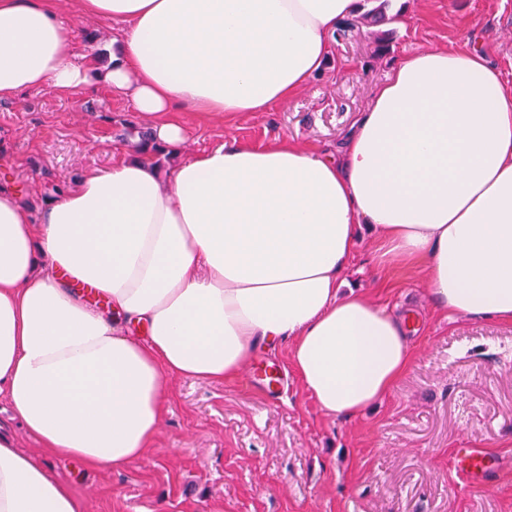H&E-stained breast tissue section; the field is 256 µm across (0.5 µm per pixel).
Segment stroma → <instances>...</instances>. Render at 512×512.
I'll return each mask as SVG.
<instances>
[{
  "mask_svg": "<svg viewBox=\"0 0 512 512\" xmlns=\"http://www.w3.org/2000/svg\"><path fill=\"white\" fill-rule=\"evenodd\" d=\"M388 12L393 20L382 25L341 21L325 68L294 99L192 126L186 151L283 136L335 149L391 65L420 50L481 42L512 82V0H391ZM64 20L88 61L105 65L115 23L70 12ZM141 124L106 89L63 95L45 85L0 101V181L19 188L40 217L58 186L108 168L116 150L135 151L129 132ZM360 238L345 273L351 287L420 321L413 359L391 391L361 415L328 417L284 345L256 356L283 372L276 400L237 377L172 382L164 424L142 458L117 471L51 461L87 512H512V324L437 313L423 272L376 267L372 231ZM457 448L499 456L496 484L464 486Z\"/></svg>",
  "mask_w": 512,
  "mask_h": 512,
  "instance_id": "1",
  "label": "stroma"
}]
</instances>
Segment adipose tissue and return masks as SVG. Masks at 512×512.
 <instances>
[{
  "label": "adipose tissue",
  "mask_w": 512,
  "mask_h": 512,
  "mask_svg": "<svg viewBox=\"0 0 512 512\" xmlns=\"http://www.w3.org/2000/svg\"><path fill=\"white\" fill-rule=\"evenodd\" d=\"M118 23L91 71L61 8ZM360 0H0V100L103 86L179 159L121 154L40 220L0 184V393L45 456L143 457L169 378L235 377L288 342L318 408L354 417L412 360L403 317L344 286L358 232L442 313L512 323V83L479 46L399 59L337 153L281 137L181 156L191 118L290 100ZM0 512H86L0 433Z\"/></svg>",
  "instance_id": "1"
}]
</instances>
